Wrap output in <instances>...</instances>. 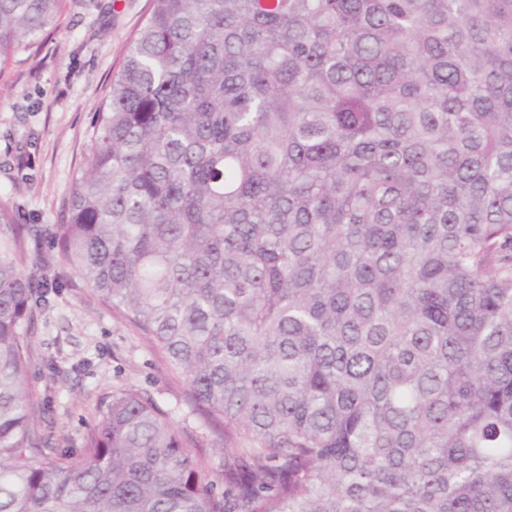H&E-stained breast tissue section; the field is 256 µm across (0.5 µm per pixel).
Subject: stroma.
<instances>
[{
	"label": "stroma",
	"instance_id": "obj_1",
	"mask_svg": "<svg viewBox=\"0 0 512 512\" xmlns=\"http://www.w3.org/2000/svg\"><path fill=\"white\" fill-rule=\"evenodd\" d=\"M151 0H65L56 24L0 70V207L20 223H65L72 174L92 149L91 124ZM26 270L44 263L57 286L37 306L30 396L53 446L81 450L100 402L131 390L148 397L207 454L222 434L187 386L137 331L77 287L47 239L16 252Z\"/></svg>",
	"mask_w": 512,
	"mask_h": 512
}]
</instances>
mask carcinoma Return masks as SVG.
I'll list each match as a JSON object with an SVG mask.
<instances>
[{
  "label": "carcinoma",
  "instance_id": "obj_1",
  "mask_svg": "<svg viewBox=\"0 0 512 512\" xmlns=\"http://www.w3.org/2000/svg\"><path fill=\"white\" fill-rule=\"evenodd\" d=\"M62 4L0 0V65ZM92 141L66 223L0 208V512H512V0H152ZM26 234L218 460L129 391L46 443Z\"/></svg>",
  "mask_w": 512,
  "mask_h": 512
}]
</instances>
